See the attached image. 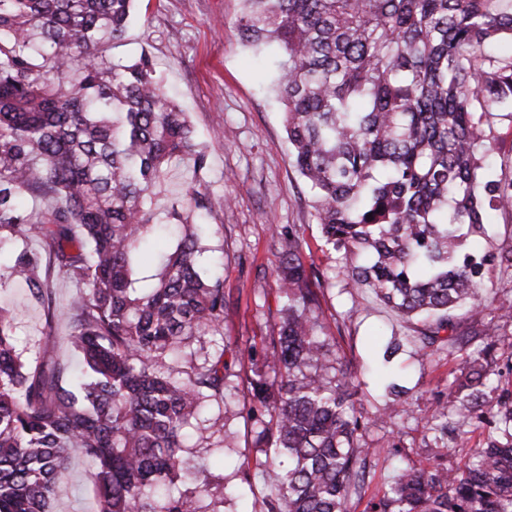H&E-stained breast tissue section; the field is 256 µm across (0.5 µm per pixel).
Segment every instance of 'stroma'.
<instances>
[{"label":"stroma","mask_w":512,"mask_h":512,"mask_svg":"<svg viewBox=\"0 0 512 512\" xmlns=\"http://www.w3.org/2000/svg\"><path fill=\"white\" fill-rule=\"evenodd\" d=\"M239 0H138L136 18L125 39L110 54L123 61L148 51L170 93L179 102L204 146L208 162L201 174L209 209L201 221L205 251L201 263L213 269L223 256L224 341L231 349L260 344L274 326L272 309L280 303L279 290L269 268L274 259L271 225L298 224L309 246L308 261L329 278L331 286L322 299L321 322L335 335L337 347L365 370L361 399L367 409L388 401L389 381L418 387L424 399L414 403L413 415L377 420L366 436L377 454L371 465V489L390 481L395 468L433 462L455 464L459 449L435 447L424 426L437 401L447 400L448 384L466 354L444 350L426 355L409 338L415 321L391 312L367 289L345 288L338 275L337 253L321 251V234L313 217L307 189L291 166L283 125V106L271 89L273 70L268 61L245 48L236 26ZM79 284L64 273L54 275L57 318L46 326L43 309L24 288L0 287V306L12 312L13 341L24 359L38 357L46 332H53L58 346L55 360L75 366L76 355L68 343L66 317ZM406 344L390 363L381 350L390 337ZM244 388H237L226 406L208 407L202 425L223 421L234 436L230 453L212 449L201 459L209 469L214 490L225 491L223 512H262L264 480L252 469L250 483H243L238 466L254 461L256 450L247 415ZM90 460L73 454L56 493L54 512H95L93 490L86 482Z\"/></svg>","instance_id":"35a3bbf8"}]
</instances>
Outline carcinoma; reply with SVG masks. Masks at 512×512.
<instances>
[{
    "mask_svg": "<svg viewBox=\"0 0 512 512\" xmlns=\"http://www.w3.org/2000/svg\"><path fill=\"white\" fill-rule=\"evenodd\" d=\"M135 2L0 0V245L36 238L45 252L24 247L0 268L50 328L51 271L85 288L70 316L79 376L49 357L22 359L0 308V512H53L76 451L95 464L97 512H218L187 428L226 403L232 363L256 362V347L224 360V279L199 266L197 224L174 203L153 207L184 165L196 175L184 196L207 209L197 178L207 153L150 54L130 64L109 55ZM240 2L244 45L280 48L273 87L289 161L323 246L344 255L345 287L421 318L413 342L423 351L483 343L448 386L480 448L454 467L399 469L364 512H512V342L499 333L512 304L483 299L512 249L466 246L487 235L488 210L512 212V180L487 175L494 119L512 102V0ZM26 198L55 206L36 212ZM273 235L282 303L246 378L264 512H346L376 455L364 436L389 406L357 404L363 371L331 350L328 284L304 261L300 225ZM197 336L219 341L189 358ZM433 418L437 445L448 414Z\"/></svg>",
    "mask_w": 512,
    "mask_h": 512,
    "instance_id": "obj_1",
    "label": "carcinoma"
}]
</instances>
